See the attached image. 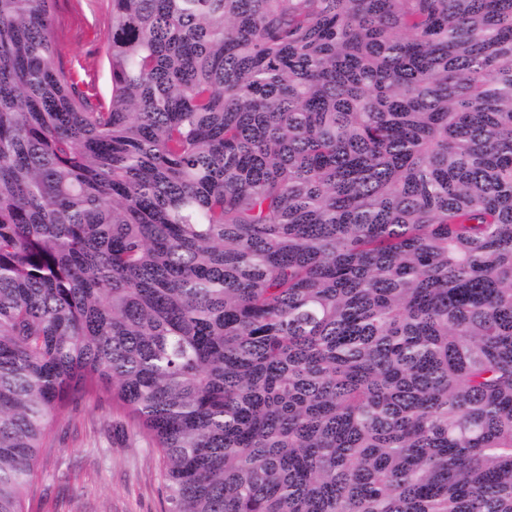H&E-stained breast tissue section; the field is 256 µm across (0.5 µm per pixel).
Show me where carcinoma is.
I'll return each mask as SVG.
<instances>
[{
	"mask_svg": "<svg viewBox=\"0 0 512 512\" xmlns=\"http://www.w3.org/2000/svg\"><path fill=\"white\" fill-rule=\"evenodd\" d=\"M0 0V512L112 393L166 512H512V0ZM110 30L106 0H56L52 36L61 60L78 75L95 80L99 94L110 91L107 63L100 47Z\"/></svg>",
	"mask_w": 512,
	"mask_h": 512,
	"instance_id": "carcinoma-1",
	"label": "carcinoma"
}]
</instances>
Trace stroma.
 I'll use <instances>...</instances> for the list:
<instances>
[{
	"mask_svg": "<svg viewBox=\"0 0 512 512\" xmlns=\"http://www.w3.org/2000/svg\"><path fill=\"white\" fill-rule=\"evenodd\" d=\"M110 30L107 0H56L52 36L63 63L110 91L100 51ZM52 450L39 461L28 512H163L161 463L127 411L97 394L62 413Z\"/></svg>",
	"mask_w": 512,
	"mask_h": 512,
	"instance_id": "35a3bbf8",
	"label": "stroma"
}]
</instances>
